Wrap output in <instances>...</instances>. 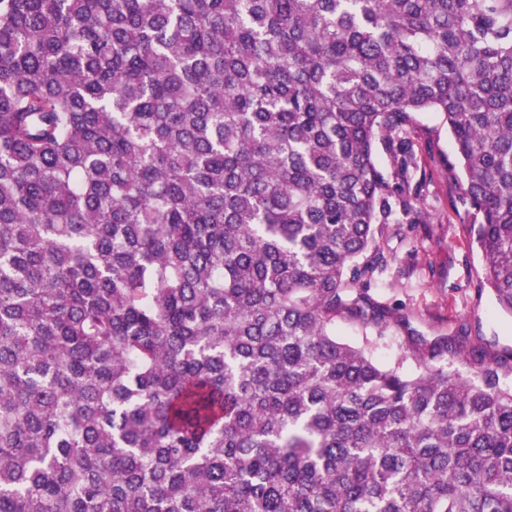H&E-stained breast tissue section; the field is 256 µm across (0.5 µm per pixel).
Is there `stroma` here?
Returning a JSON list of instances; mask_svg holds the SVG:
<instances>
[{
    "label": "stroma",
    "mask_w": 512,
    "mask_h": 512,
    "mask_svg": "<svg viewBox=\"0 0 512 512\" xmlns=\"http://www.w3.org/2000/svg\"><path fill=\"white\" fill-rule=\"evenodd\" d=\"M408 137L417 161L411 189L426 219L387 225L382 246L389 264L370 294L406 314L416 335L451 334L464 324L470 335L512 347V312L481 282V253L449 169L455 148L448 127L439 113L420 112Z\"/></svg>",
    "instance_id": "35a3bbf8"
}]
</instances>
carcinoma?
Segmentation results:
<instances>
[{"instance_id": "1", "label": "carcinoma", "mask_w": 512, "mask_h": 512, "mask_svg": "<svg viewBox=\"0 0 512 512\" xmlns=\"http://www.w3.org/2000/svg\"><path fill=\"white\" fill-rule=\"evenodd\" d=\"M418 112L512 309V0H0V512H512V351L375 357Z\"/></svg>"}]
</instances>
